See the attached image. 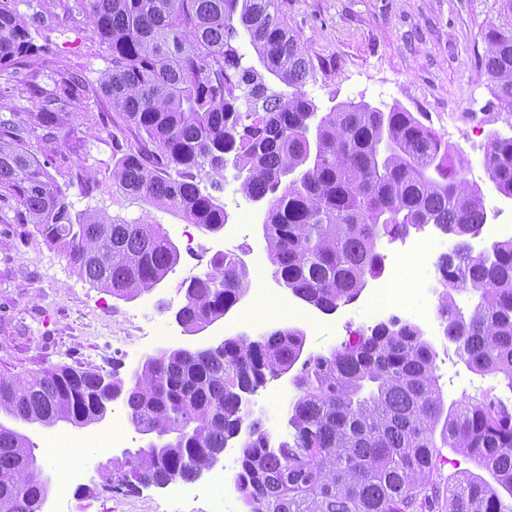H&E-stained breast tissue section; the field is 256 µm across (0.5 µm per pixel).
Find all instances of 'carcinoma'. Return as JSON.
Wrapping results in <instances>:
<instances>
[{
  "mask_svg": "<svg viewBox=\"0 0 512 512\" xmlns=\"http://www.w3.org/2000/svg\"><path fill=\"white\" fill-rule=\"evenodd\" d=\"M31 0H0V71L23 69L41 47ZM77 9L111 55L101 92L142 134L117 146L112 180L133 199L180 212L215 234L224 206L200 187L244 172L238 191L267 200L262 227L274 277L330 314L358 298L383 270L378 241L433 225L459 238L441 257L437 319L466 365L512 391V240L472 256L469 237L487 221L485 196L452 160L448 142L399 106L339 104L323 115L304 86L313 74L276 0H44ZM476 61L494 97L512 108V0H492ZM253 48L259 72L239 49ZM73 96L47 92L39 112L0 104V201L31 224L78 275L132 300L161 284L180 259L159 224L115 216L72 218L65 195L28 152L61 119ZM488 180L512 199V135L491 133ZM235 253L185 288L176 311L188 329L213 324L247 293ZM476 297L470 307L455 294ZM295 327L235 336L216 350L171 349L145 359L125 381L114 369L58 366L27 378L0 375V412L28 423H93L113 397L156 448L112 460V472L142 485L192 482L228 442L245 434L235 482L247 512H512V406L486 394L445 405L435 351L416 324L397 317L327 354H304ZM291 373L288 432L274 435L249 406L268 379ZM441 441H436L435 435ZM455 448L489 472L443 485L438 447ZM28 438L0 426V499L32 512L40 494L22 458Z\"/></svg>",
  "mask_w": 512,
  "mask_h": 512,
  "instance_id": "1",
  "label": "carcinoma"
}]
</instances>
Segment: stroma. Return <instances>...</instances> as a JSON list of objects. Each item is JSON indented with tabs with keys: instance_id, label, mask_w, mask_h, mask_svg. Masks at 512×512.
Segmentation results:
<instances>
[{
	"instance_id": "obj_1",
	"label": "stroma",
	"mask_w": 512,
	"mask_h": 512,
	"mask_svg": "<svg viewBox=\"0 0 512 512\" xmlns=\"http://www.w3.org/2000/svg\"><path fill=\"white\" fill-rule=\"evenodd\" d=\"M277 5L314 66L304 90L319 112L361 102L412 112L470 160L468 180L483 185L487 199L497 200V223L512 224V199L498 198L482 166L491 133L512 127V112L495 99L474 63V49L481 43L479 29L488 16L485 0H277ZM34 41L47 43L49 51L30 62L31 90L20 91L12 71H2L0 99L35 112L42 92L54 88L56 66H68L81 76L86 91L58 122L54 139L31 143L63 190L70 212L162 225L181 254L160 288L132 300L120 299L79 277L32 225L9 224L0 216V374L25 378L62 365L103 373L116 367L128 374L159 347L139 336L130 314L174 323L173 311L184 302L185 281L207 271L212 256L227 249L245 265L258 260L262 266L252 273L246 296L210 327V334L252 336L296 327L304 332L309 353H327L369 334L372 325L363 296L331 314L311 307L305 318L295 319L280 312L278 299H291L292 294L276 282L265 250L262 224L267 205L245 199L233 171L225 172L221 188L213 192L229 223L246 227L232 241L220 232L205 233L177 213L128 197L113 186L115 149L107 125L122 117L99 91L110 65L108 50L81 15L63 20L44 14ZM190 238L199 251L186 252ZM161 299L171 304V311H158ZM428 310L429 317L418 324L436 350L435 374L445 400L500 393L499 379L468 369L455 344L444 339L436 303H429ZM113 408L103 422L86 427L66 422L46 427L13 420L2 412L0 424L29 438L38 462L56 482L80 456H93L91 440L127 413L122 403ZM171 493L168 486H149L135 494L113 492L103 487L92 468L73 488L71 512H206L204 499L175 502Z\"/></svg>"
}]
</instances>
